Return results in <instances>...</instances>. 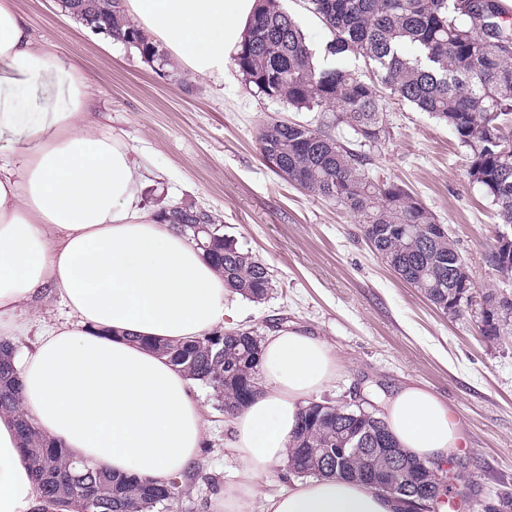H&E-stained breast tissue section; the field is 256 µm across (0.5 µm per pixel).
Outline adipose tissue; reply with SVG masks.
I'll list each match as a JSON object with an SVG mask.
<instances>
[{"mask_svg": "<svg viewBox=\"0 0 512 512\" xmlns=\"http://www.w3.org/2000/svg\"><path fill=\"white\" fill-rule=\"evenodd\" d=\"M128 12L191 73L220 78L241 49L259 0H127ZM26 87L37 121L18 112ZM146 178L131 150L99 132L80 78L45 66L12 0H0V340L33 335L16 364L18 412H0V512H64L34 482L19 418L75 457L117 475L164 484L186 473L208 421L194 380L153 350L223 328V278L186 236L146 210ZM58 299L63 318L27 317ZM324 340L273 331L259 391L231 416L240 479L224 512H239L260 480L288 462L311 395L336 378ZM381 417L409 456L446 464L464 435L448 406L410 384ZM401 503L351 479L314 478L266 499L263 512H400Z\"/></svg>", "mask_w": 512, "mask_h": 512, "instance_id": "obj_1", "label": "adipose tissue"}]
</instances>
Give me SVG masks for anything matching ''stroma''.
Here are the masks:
<instances>
[{
	"label": "stroma",
	"mask_w": 512,
	"mask_h": 512,
	"mask_svg": "<svg viewBox=\"0 0 512 512\" xmlns=\"http://www.w3.org/2000/svg\"><path fill=\"white\" fill-rule=\"evenodd\" d=\"M50 67L85 82L99 130L136 148L148 168L142 201L155 198L217 212L224 232L267 264L276 287L257 304L234 296V328L261 335L292 327L325 340L341 372L318 402L339 404L372 390L391 394L416 382L448 404L463 448L453 456L469 477L467 497L444 512H483L512 495V333L482 334L479 306L443 313L377 259L357 218L305 194L262 159L257 129L275 118L318 125L254 96L233 65L216 80L178 70L162 77L129 45L91 33L58 0H13ZM391 135L372 151L371 174L405 182L448 227L469 260L478 293L512 296L487 263L498 229L494 207L467 174L465 150L443 123L407 104L387 107ZM201 396L210 427L195 465L181 478L176 512H215L238 479L225 416L208 387Z\"/></svg>",
	"instance_id": "stroma-1"
}]
</instances>
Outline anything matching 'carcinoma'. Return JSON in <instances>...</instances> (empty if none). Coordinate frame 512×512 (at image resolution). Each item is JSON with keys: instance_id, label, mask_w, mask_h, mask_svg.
I'll use <instances>...</instances> for the list:
<instances>
[{"instance_id": "carcinoma-1", "label": "carcinoma", "mask_w": 512, "mask_h": 512, "mask_svg": "<svg viewBox=\"0 0 512 512\" xmlns=\"http://www.w3.org/2000/svg\"><path fill=\"white\" fill-rule=\"evenodd\" d=\"M93 24L111 39L129 44L142 57L167 71L171 63L126 13L124 0H81ZM243 48L233 62L254 93L297 110L323 113L316 127L272 120L259 125L257 143L263 159L276 162L274 172L313 197L328 199L358 218L361 232L380 261L401 280L448 312V296L464 285L475 288L470 263L448 231L435 230L437 219L404 183L370 176L369 153L386 140L389 127L384 101L412 104L447 125L465 148L467 173L496 209L498 224L512 225V27L504 24L501 0H487L482 13L471 0H309L311 11L329 33L324 55L351 54L374 68L366 80L338 66H321L298 22L279 0H263ZM416 54L410 55L406 48ZM346 127L356 147L332 133ZM166 219L224 273V285L253 302L274 288L267 266L255 254L224 235L220 217L192 205L164 208ZM488 262L499 277L512 279V255L496 250ZM481 308L491 320L482 332L499 336L512 326V299L484 294ZM160 350L188 376L211 388L224 412L247 406L257 392L261 340L254 332L235 336L215 331L191 343L165 344ZM13 348L0 343V410H16L19 379L9 361ZM20 439L32 473L45 496L58 500L79 487L92 503L90 512L169 510L181 485L106 474L68 456L19 418ZM355 433L366 448H391L390 455L361 451L336 461L341 438ZM288 461L308 475H334L368 482L372 471L388 480L429 492L441 488L416 477L424 465L397 449L385 423L355 406L309 407L302 412Z\"/></svg>"}]
</instances>
